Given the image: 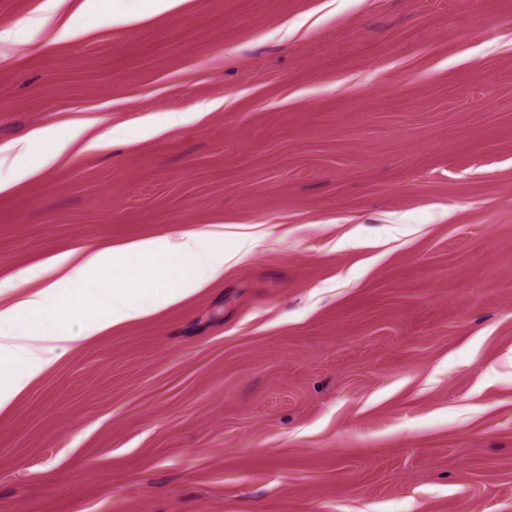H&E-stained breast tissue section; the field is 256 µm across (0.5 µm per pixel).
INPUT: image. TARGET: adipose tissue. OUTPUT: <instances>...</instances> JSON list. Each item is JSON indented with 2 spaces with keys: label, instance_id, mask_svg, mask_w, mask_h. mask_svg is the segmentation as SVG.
Returning <instances> with one entry per match:
<instances>
[{
  "label": "adipose tissue",
  "instance_id": "1",
  "mask_svg": "<svg viewBox=\"0 0 512 512\" xmlns=\"http://www.w3.org/2000/svg\"><path fill=\"white\" fill-rule=\"evenodd\" d=\"M83 0L76 15L61 29V36L76 32L82 17L103 13L113 24L132 25L164 16L180 8L184 0ZM52 263L61 277L32 291L12 305L0 306V411L50 365L42 348L33 346L21 327L50 312L54 329L50 344L68 343L70 321L83 317V337L99 336L127 323L150 316L198 291L209 278L223 272L224 252L213 248L198 233L180 242L148 237L93 252L80 265L70 266L59 255Z\"/></svg>",
  "mask_w": 512,
  "mask_h": 512
}]
</instances>
